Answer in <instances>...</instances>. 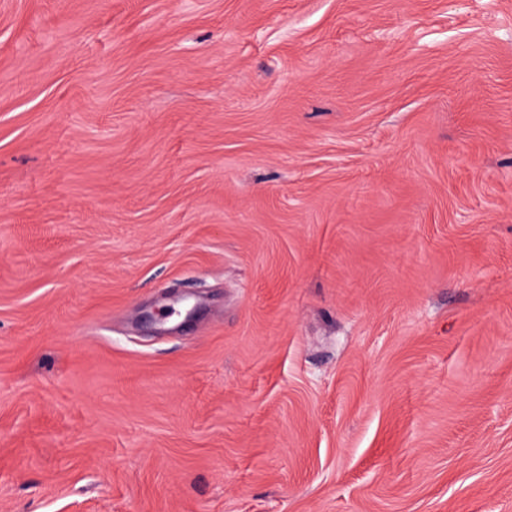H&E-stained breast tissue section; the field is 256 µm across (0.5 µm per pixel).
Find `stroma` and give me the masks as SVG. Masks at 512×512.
Returning <instances> with one entry per match:
<instances>
[{
    "label": "stroma",
    "instance_id": "35a3bbf8",
    "mask_svg": "<svg viewBox=\"0 0 512 512\" xmlns=\"http://www.w3.org/2000/svg\"><path fill=\"white\" fill-rule=\"evenodd\" d=\"M0 512H512V0H0Z\"/></svg>",
    "mask_w": 512,
    "mask_h": 512
}]
</instances>
